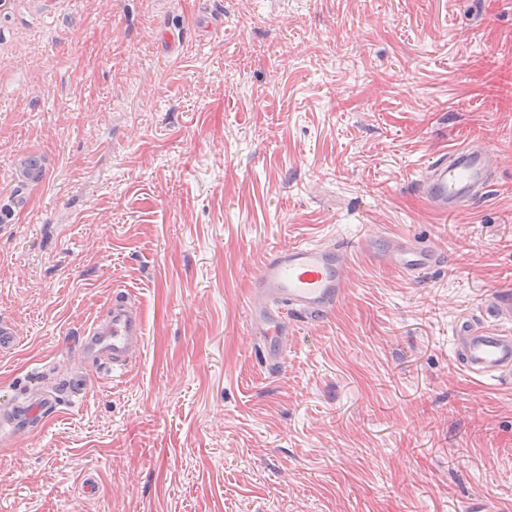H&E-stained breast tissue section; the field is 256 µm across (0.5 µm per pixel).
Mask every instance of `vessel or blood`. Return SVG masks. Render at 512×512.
I'll list each match as a JSON object with an SVG mask.
<instances>
[{"label":"vessel or blood","instance_id":"vessel-or-blood-1","mask_svg":"<svg viewBox=\"0 0 512 512\" xmlns=\"http://www.w3.org/2000/svg\"><path fill=\"white\" fill-rule=\"evenodd\" d=\"M495 170L487 149L470 143L440 155L419 184L429 206L448 213L486 195ZM389 264L412 274L437 265L430 248L393 242L384 252ZM347 248L341 242H303L273 250L252 284L249 321L259 340L265 365L280 368L288 352V322L293 315L318 320L328 315L349 289ZM488 317L470 314L452 330L454 360L471 378L495 385L512 378V294L498 292L488 301ZM144 336L141 312L128 292L112 293L105 318L75 335L85 363L61 390L70 396L85 394L100 373L120 378ZM58 398L30 393L16 397L0 425L18 434L46 424L60 410Z\"/></svg>","mask_w":512,"mask_h":512}]
</instances>
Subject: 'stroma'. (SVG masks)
<instances>
[{
	"mask_svg": "<svg viewBox=\"0 0 512 512\" xmlns=\"http://www.w3.org/2000/svg\"><path fill=\"white\" fill-rule=\"evenodd\" d=\"M497 181L435 214L438 154ZM0 397L81 370L113 290L143 310L119 382L0 441V512H512V386L452 327L512 292V0H20L0 17ZM339 240L350 286L269 372L248 318L270 250ZM442 266L406 276L369 244ZM95 483L88 491L87 483Z\"/></svg>",
	"mask_w": 512,
	"mask_h": 512,
	"instance_id": "35a3bbf8",
	"label": "stroma"
}]
</instances>
